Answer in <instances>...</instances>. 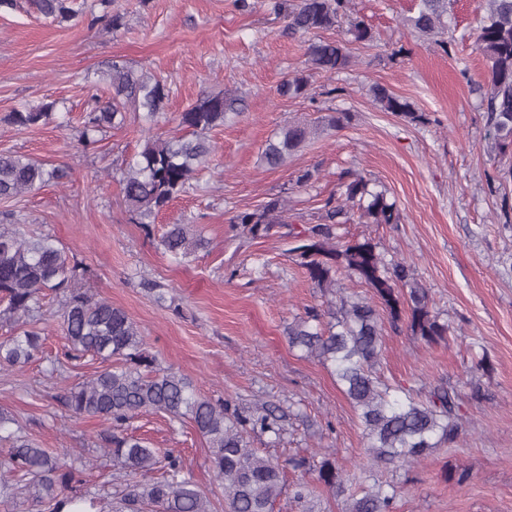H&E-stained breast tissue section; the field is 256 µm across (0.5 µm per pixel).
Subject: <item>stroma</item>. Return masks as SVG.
I'll return each instance as SVG.
<instances>
[{
    "instance_id": "stroma-1",
    "label": "stroma",
    "mask_w": 512,
    "mask_h": 512,
    "mask_svg": "<svg viewBox=\"0 0 512 512\" xmlns=\"http://www.w3.org/2000/svg\"><path fill=\"white\" fill-rule=\"evenodd\" d=\"M74 0L65 21L43 18L33 0L0 8V153L61 167L67 175L12 199L0 212L21 215L27 229L56 237L70 258L92 273L90 286L136 322L148 352L188 377L205 396L244 409H283L276 446L251 434L264 455L283 459L335 457L352 472L365 461L361 422L329 370L290 348L286 330L306 308L326 299L288 252L290 227L318 223L327 198L341 197L351 174L371 179L397 204L396 224L341 226L342 241L363 236L387 257L410 264L429 288L433 308L451 329L429 344L407 329L384 326L382 378L414 390L439 383L458 389L465 431L436 448L408 473L383 470L400 482L396 512H512V150L490 148L487 114L476 91L486 61L477 49L486 0H449L453 28L447 48L409 23L417 0H351V11L329 33L354 59L328 77L309 71L306 49L315 34H292L272 0ZM123 18L110 29L111 15ZM374 32L355 41L352 21ZM166 82L169 105L152 131L128 113L96 150L78 135L92 94L107 95L113 65ZM306 76L305 94L281 95L280 84ZM380 84L407 98L424 122L383 111L367 93ZM235 98L238 111L208 133L215 150L187 193L155 221L153 236L134 224L120 179L147 137L175 133L177 118L209 94ZM57 102L72 116L28 128L8 121L20 106ZM346 113L341 128L320 130L283 166L260 160L266 142L289 122L322 125ZM310 183L299 184L304 172ZM288 199L287 225L249 238L233 216L270 198ZM169 224L200 225L210 245L174 263L158 246ZM161 284L159 303L142 287ZM46 359L0 368V409L41 447L90 460L84 476L112 498L130 477L116 471L98 446L102 423L67 420L58 399L102 370L85 357L52 374ZM130 432L177 455L203 490L216 488L209 448L190 423L162 413L135 418Z\"/></svg>"
}]
</instances>
